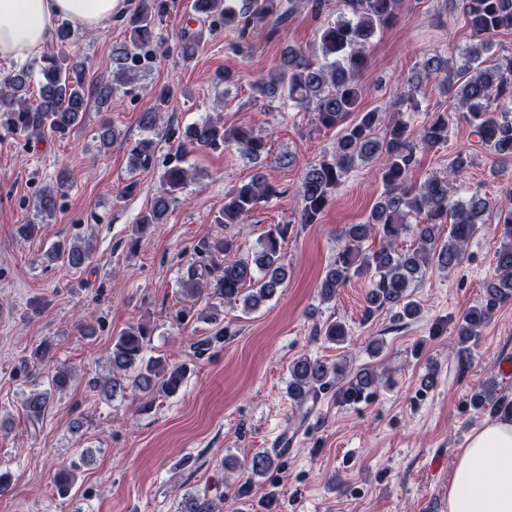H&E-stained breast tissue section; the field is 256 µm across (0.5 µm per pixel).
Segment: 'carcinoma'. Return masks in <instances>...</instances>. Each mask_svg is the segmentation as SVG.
<instances>
[{
    "label": "carcinoma",
    "mask_w": 512,
    "mask_h": 512,
    "mask_svg": "<svg viewBox=\"0 0 512 512\" xmlns=\"http://www.w3.org/2000/svg\"><path fill=\"white\" fill-rule=\"evenodd\" d=\"M231 0H193L192 10L205 20L217 16L224 28L237 34L244 42L254 31L276 30L297 8V0H245L243 8L230 5ZM402 0H345L349 15L327 24L321 31V56L312 59L301 48H288L282 66L267 79L254 84V92L264 99L282 100L299 110L315 113L317 123L326 128L346 125L337 139L336 149L309 165L298 189L300 219L303 224L318 223L329 198L344 175L359 161L375 160L382 170L385 186L379 201L363 224H348L343 229L346 245L336 253L320 280L318 293L330 301L342 287L350 272L370 273L366 293L365 313L389 307L397 309L400 320H412L419 307L411 300L410 288L423 277L425 269L435 265L453 270L463 261L465 246L484 223L487 202L478 194L459 198L452 192L448 180L430 177L419 187L408 184L418 148L437 147L448 142L449 118L446 112H434L416 136L402 117L392 120L385 132L376 134L378 113L363 112L359 120L347 124V118L359 111V77L366 66V47L378 29L397 18ZM460 8L475 37L463 52L464 64L452 65L437 54L427 58L420 72L408 82L403 103L418 112V93L422 78L436 76L442 90L457 101L458 116L478 134L482 143L500 157L512 158V59L504 63L486 64L484 55L493 47L491 37L512 30V0H459ZM168 0H139L129 19L131 48L115 59L112 83L88 79L89 61L82 57L68 60L46 55L39 69L38 98L29 94L33 72L23 67L0 80V126L30 138L50 135L68 136L80 124L91 102L105 107L112 98L114 85L133 83L140 65L171 51L157 34L158 22L167 12ZM184 59L195 55L198 35L184 31L175 43ZM168 103V93L161 92L155 104L142 113L141 123L151 129L159 113ZM234 146L254 160L262 157L266 141L248 127L226 128L218 121L205 120L187 126L179 136L176 150L185 153L194 148L217 149ZM135 167L147 170L153 161L152 142L141 139L130 148ZM188 172L175 164L167 168L162 180L164 191L158 195L149 211L135 224L134 233L142 237L155 224L166 221L170 204L186 187ZM69 182V172L62 169L56 183L44 188L38 208L45 216L54 213L57 198ZM278 194L262 175L232 189L224 196V223L243 221L265 199ZM424 216V223H407L410 215ZM503 237L508 239L496 251V274L485 286L481 301L471 307L458 321V343L464 345L480 335V330L495 310L512 298V197L502 205L499 215ZM450 225L448 240H441L437 226ZM289 225L271 224L260 240V250L251 259L218 262V256H228L233 242L220 237L201 240L194 248L196 259L182 273V294L196 300L202 293L231 307L255 309L270 300L286 279L281 260L282 247L288 238ZM414 233L416 246L408 251L397 249L396 242L404 233ZM380 240L378 249L362 252V244L372 238ZM94 253L91 242L59 243L55 256L66 259L68 267L82 271L90 264ZM205 319L215 325L211 335L197 342L196 349L206 348L224 339V328L217 326L216 307L196 312L183 306L176 312L180 323L193 318ZM317 335L331 343L345 341L344 325L327 320L315 329ZM152 336L146 323L122 330L112 341L108 362L110 376L93 379V388L104 397L115 396L131 387L146 400L140 411L151 410L156 396L176 393L185 379V367L170 365L159 358L147 359L144 350ZM75 376L67 366L55 369L52 387L66 389ZM342 383L341 400L356 404L379 385L373 370L362 369L352 376L346 367L318 357L302 355L288 365V395L297 407H304L316 398L317 391ZM50 402L46 391L30 392L21 404L26 422L32 426L43 420ZM473 402L494 413H511L512 401L496 398L491 388L473 395ZM279 454L259 452L243 467V478L236 490L244 499L254 477L278 467ZM74 462L61 468L54 483L61 492L68 491ZM179 512H224L222 499L206 494L188 493L178 504Z\"/></svg>",
    "instance_id": "1"
}]
</instances>
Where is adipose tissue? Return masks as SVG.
Listing matches in <instances>:
<instances>
[{
  "label": "adipose tissue",
  "mask_w": 512,
  "mask_h": 512,
  "mask_svg": "<svg viewBox=\"0 0 512 512\" xmlns=\"http://www.w3.org/2000/svg\"><path fill=\"white\" fill-rule=\"evenodd\" d=\"M128 0H0V62L23 65L52 42L58 22L94 31L123 16ZM448 512H512V416L485 420L457 453Z\"/></svg>",
  "instance_id": "adipose-tissue-1"
}]
</instances>
